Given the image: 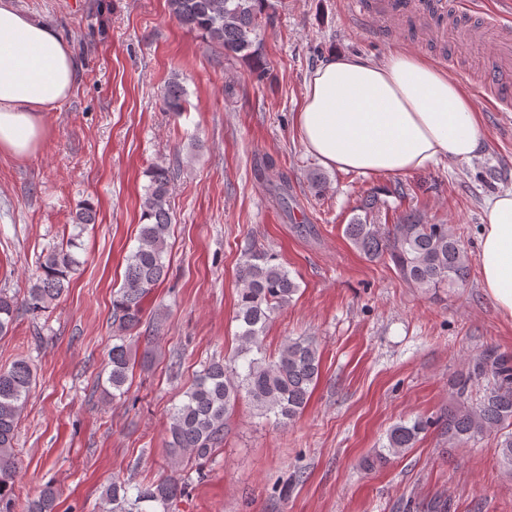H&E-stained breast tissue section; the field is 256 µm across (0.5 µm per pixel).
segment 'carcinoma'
Listing matches in <instances>:
<instances>
[{"mask_svg":"<svg viewBox=\"0 0 512 512\" xmlns=\"http://www.w3.org/2000/svg\"><path fill=\"white\" fill-rule=\"evenodd\" d=\"M170 16L181 26L198 30L226 56H240L264 72L257 31L274 8L270 0H167ZM169 112H180L185 89L173 79L163 91ZM149 184L140 197L138 246L126 257L123 282L112 298V347L107 353L105 393L120 399L128 391L135 363L133 332L142 322L144 304L167 274V238L171 226L172 178L167 166L157 163L148 172ZM396 213L389 218V213ZM351 244L372 259L392 263L412 288L437 292L461 288L469 275V256L452 225L431 222L422 211L401 213L376 191L368 192L345 225ZM76 238L60 243L43 256L41 273L23 298L0 289V338L13 330L20 309L39 314L52 308L72 284L78 260ZM235 318L239 345L229 358L212 359L173 406L166 426L172 474L147 483L112 482L102 495L101 512H174L188 478L186 464L211 459L224 441V428L238 402L245 398L262 415H274L285 425L305 409L320 377L321 357L309 336L288 337L277 355H266L262 337L276 314L284 310L299 285L280 264L261 251L244 254L239 270ZM36 368L27 358L0 369V512H12L15 478L20 462L14 441L21 415L33 393ZM489 381L483 397L473 402V387ZM452 404L443 419L453 443H467L500 432L497 454L512 476V356L488 349L469 360L466 372L450 382ZM431 421L416 419L394 425L387 434V453L365 461L373 469L414 447ZM57 491L47 483L27 501L25 512H56Z\"/></svg>","mask_w":512,"mask_h":512,"instance_id":"obj_1","label":"carcinoma"}]
</instances>
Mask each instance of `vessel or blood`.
Listing matches in <instances>:
<instances>
[{
    "mask_svg": "<svg viewBox=\"0 0 512 512\" xmlns=\"http://www.w3.org/2000/svg\"><path fill=\"white\" fill-rule=\"evenodd\" d=\"M349 13L379 27L390 18L412 15L432 36L450 42L456 40L461 21L479 15L468 32L476 42L493 40L497 51L496 65L484 73L482 104L492 112L512 108V0H501L498 9L487 13L477 0H349Z\"/></svg>",
    "mask_w": 512,
    "mask_h": 512,
    "instance_id": "b4317fda",
    "label": "vessel or blood"
}]
</instances>
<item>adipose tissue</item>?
<instances>
[{"label": "adipose tissue", "instance_id": "ef3b65f1", "mask_svg": "<svg viewBox=\"0 0 512 512\" xmlns=\"http://www.w3.org/2000/svg\"><path fill=\"white\" fill-rule=\"evenodd\" d=\"M79 80L71 46L53 26L0 0V154L26 158L46 134L44 114ZM302 143L322 165L401 175L468 160L482 145L471 95L431 58L405 47L384 61L339 53L314 69L296 116ZM481 283L512 317V191L488 204Z\"/></svg>", "mask_w": 512, "mask_h": 512}]
</instances>
